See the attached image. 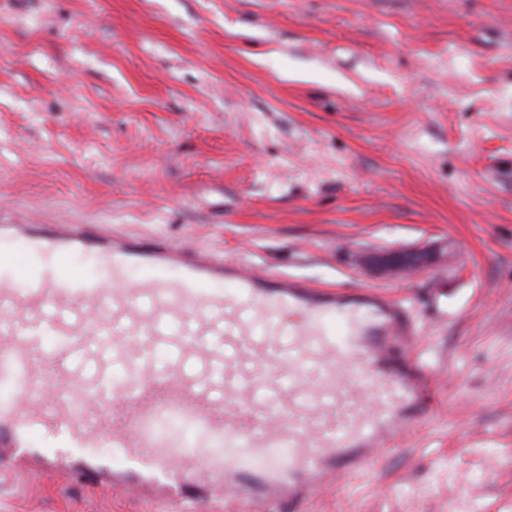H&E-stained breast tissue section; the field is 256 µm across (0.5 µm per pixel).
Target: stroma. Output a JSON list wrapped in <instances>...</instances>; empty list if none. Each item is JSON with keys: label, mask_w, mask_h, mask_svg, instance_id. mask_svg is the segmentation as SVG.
Segmentation results:
<instances>
[{"label": "stroma", "mask_w": 512, "mask_h": 512, "mask_svg": "<svg viewBox=\"0 0 512 512\" xmlns=\"http://www.w3.org/2000/svg\"><path fill=\"white\" fill-rule=\"evenodd\" d=\"M0 220L406 295L436 409L309 512H512V0H0ZM0 512L172 506L19 473ZM436 259V251L429 246L360 252L355 256L359 267L389 278H399L408 271L428 267Z\"/></svg>", "instance_id": "obj_1"}]
</instances>
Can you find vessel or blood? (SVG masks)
<instances>
[{"mask_svg":"<svg viewBox=\"0 0 512 512\" xmlns=\"http://www.w3.org/2000/svg\"><path fill=\"white\" fill-rule=\"evenodd\" d=\"M79 256L93 273L70 268ZM417 336L406 298L378 289L317 288L103 224L1 222L0 472L163 501L221 488L236 512H305L430 416ZM57 342L79 364L39 404ZM54 423L67 457L34 445Z\"/></svg>","mask_w":512,"mask_h":512,"instance_id":"obj_1","label":"vessel or blood"}]
</instances>
